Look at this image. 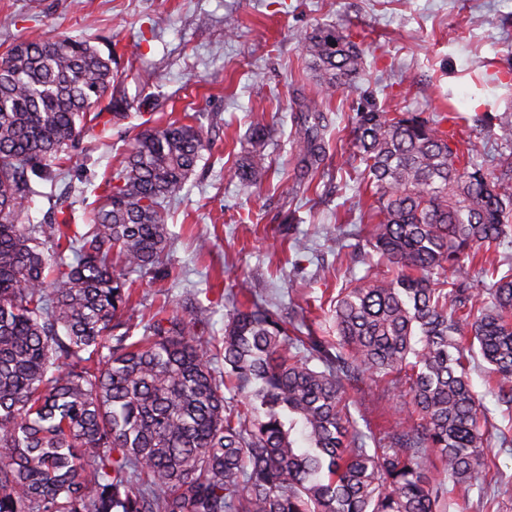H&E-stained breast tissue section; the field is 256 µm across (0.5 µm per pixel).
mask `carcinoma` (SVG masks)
Here are the masks:
<instances>
[{
  "label": "carcinoma",
  "mask_w": 512,
  "mask_h": 512,
  "mask_svg": "<svg viewBox=\"0 0 512 512\" xmlns=\"http://www.w3.org/2000/svg\"><path fill=\"white\" fill-rule=\"evenodd\" d=\"M304 48L320 98L293 145L314 166L323 99L365 54L325 23ZM115 80L68 36L0 61V512H449L447 479L468 497L489 442L465 361L480 353L512 407V267L482 268L481 293L447 272L512 234V161L491 173L439 124L363 106L348 162L374 198L366 245L394 271L341 289L334 354L250 299L204 344V310L125 317L128 274L164 264L167 205L209 149L197 127L135 138L85 231L23 223L31 177L56 178ZM483 122L512 141L508 116ZM265 175L252 156L235 170L246 187ZM400 371L410 409L371 449L349 390Z\"/></svg>",
  "instance_id": "cac0c4a2"
}]
</instances>
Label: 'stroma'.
I'll return each instance as SVG.
<instances>
[{"label": "stroma", "instance_id": "stroma-1", "mask_svg": "<svg viewBox=\"0 0 512 512\" xmlns=\"http://www.w3.org/2000/svg\"><path fill=\"white\" fill-rule=\"evenodd\" d=\"M318 23L348 26L366 73L326 100V158L311 168L292 147L293 117L318 95L303 49ZM52 35L113 54L128 117L95 126L58 178L35 181L28 221L49 224L62 210L83 226L138 133L171 119L201 127L211 151L168 208L176 238L167 268L134 276V313L151 316L165 302L187 317L209 309L204 341L222 335L243 280L262 307L335 340L336 295L365 273L338 260L370 213V197L358 196L351 167L339 163L353 151L361 105L430 120L452 107L512 115V0H0V59ZM259 121L271 128L261 151L268 177L246 188L234 167ZM297 238L305 251L293 250ZM470 377L498 480L478 476L451 512H512V425L483 360L471 361ZM409 400L405 376L393 374L357 383L350 412L357 430L382 439Z\"/></svg>", "mask_w": 512, "mask_h": 512}]
</instances>
